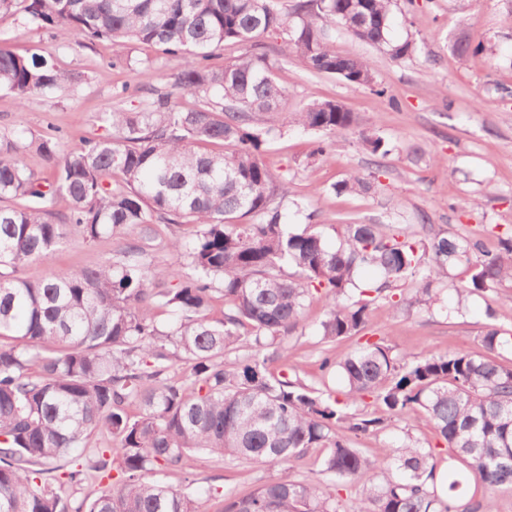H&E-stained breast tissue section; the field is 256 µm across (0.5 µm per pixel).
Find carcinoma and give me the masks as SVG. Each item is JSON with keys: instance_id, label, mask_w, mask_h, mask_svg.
I'll list each match as a JSON object with an SVG mask.
<instances>
[{"instance_id": "cac0c4a2", "label": "carcinoma", "mask_w": 512, "mask_h": 512, "mask_svg": "<svg viewBox=\"0 0 512 512\" xmlns=\"http://www.w3.org/2000/svg\"><path fill=\"white\" fill-rule=\"evenodd\" d=\"M393 4L304 0L288 15L278 0H0V19L24 12L63 39L139 42L182 59L166 90L98 116L111 133L68 150L56 133L38 138L49 180L28 168L21 137L0 135V512H201L190 493L152 479L185 471L196 452L279 471L246 495L224 496L219 512H497V489L512 485V361L503 355L511 332L487 326L473 353L396 355L367 339L340 361L320 362L341 374L342 400L269 367L288 359V336L315 292L327 299L319 333L334 343L368 330L372 306L393 286L405 287L393 306L409 311L441 303L434 284L454 268L468 272L454 288L460 299L512 281L511 234L490 254L478 238L345 224L332 249L318 224L289 232L275 204L288 182L262 160L267 137L287 124L333 134L353 116L334 100L286 113L262 38L283 37L313 74L372 87L371 63L336 51L328 26L408 59L413 41L388 38ZM226 42L243 53L216 65L212 50ZM71 81L41 55L0 48V89L21 104ZM186 92L201 98L196 107L179 105ZM362 142L373 155L389 152L380 137ZM369 189L357 176L335 187ZM59 195L70 203L65 214L54 209ZM162 225L187 232L166 244L174 261L152 268L144 256ZM103 236L118 240L117 260L40 281L22 276L71 239ZM363 269L376 279L359 282ZM216 291L219 320L209 316ZM158 309L175 322L159 327ZM240 348L246 360L224 362ZM175 364L185 376H169ZM367 398L383 416L366 417ZM417 414L448 447V469L407 430L382 457L352 442ZM98 431L113 446L91 447ZM75 448L86 461L59 465ZM312 448L326 450V483L287 473ZM114 470L120 483L92 499L74 504L57 492ZM472 485L481 499L464 507Z\"/></svg>"}]
</instances>
